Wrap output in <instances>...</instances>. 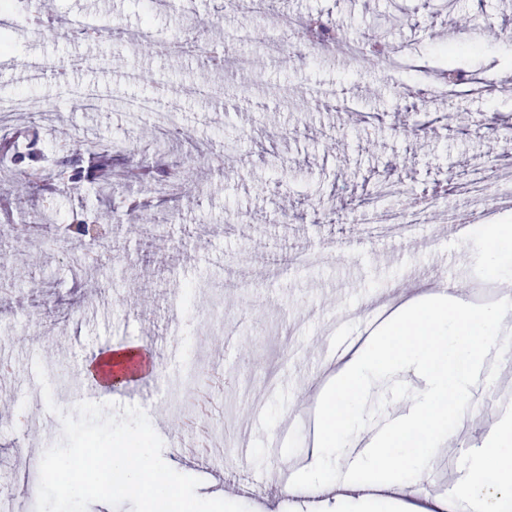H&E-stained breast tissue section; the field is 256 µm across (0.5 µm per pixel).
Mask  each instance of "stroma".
Wrapping results in <instances>:
<instances>
[{"label": "stroma", "instance_id": "35a3bbf8", "mask_svg": "<svg viewBox=\"0 0 512 512\" xmlns=\"http://www.w3.org/2000/svg\"><path fill=\"white\" fill-rule=\"evenodd\" d=\"M226 0H54L75 20L119 22L120 30L94 46L71 35L33 34L15 18L8 35L17 60L72 64L70 81L96 92L75 104L53 76L0 68V101L33 100L46 112L25 114L47 149L68 155L90 139L111 150V192L91 189L74 199L47 180L43 192L17 183L9 199L13 223L0 227V361L12 370L0 380V484L32 473L62 434L60 411H71L85 365L101 351L133 344L152 356L153 396L131 390L112 402L145 404L162 439V457L178 472L199 478L198 493L221 491L250 512H359L366 498L387 501L391 512H448V497L468 476L471 449L495 423L512 416L497 383H483L471 399L466 426L452 446L439 448L430 490L407 483L359 484L317 495L286 493L267 476L297 473L316 446L314 410L300 405L306 390L323 392L335 379L328 357L337 342H357L372 301L407 277L411 302L439 277L460 283L459 296L475 304L485 280V228L512 224V206H498L471 230L438 235L419 224L398 239L388 225L337 223L355 199L376 195L379 211H399L452 196L459 173L496 172L495 156L512 158L501 137L512 133V86L495 97L449 96L448 73L512 77V0H272L245 15ZM319 18L347 42L398 48L394 57L319 51L308 42L287 51L269 36ZM200 36L227 65L213 68L195 56L162 47L145 49V28ZM497 36H488V28ZM250 36L228 44V34ZM179 100L178 132H169L172 100ZM203 162L178 183V200L151 212L156 237L141 224L113 225L120 257L98 276L74 272L67 252L77 240L38 246V233L17 225L49 209L66 221L77 202L105 210L107 196L142 197L150 184L125 179L130 160L180 164L186 153ZM231 342L217 348L213 337ZM43 365L52 387L45 400L35 372ZM224 379V449L190 451L173 431L193 390V376ZM271 385L259 417L253 394ZM56 411H49L48 402ZM248 432L247 458L238 436Z\"/></svg>", "mask_w": 512, "mask_h": 512}]
</instances>
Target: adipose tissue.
Here are the masks:
<instances>
[{"mask_svg":"<svg viewBox=\"0 0 512 512\" xmlns=\"http://www.w3.org/2000/svg\"><path fill=\"white\" fill-rule=\"evenodd\" d=\"M485 268L492 279H512V224L495 225L486 237ZM460 493L480 512H507L512 507V418L500 420L484 450L472 457Z\"/></svg>","mask_w":512,"mask_h":512,"instance_id":"ef3b65f1","label":"adipose tissue"}]
</instances>
